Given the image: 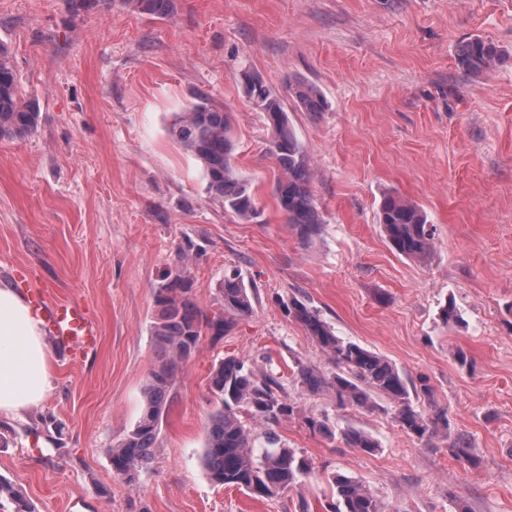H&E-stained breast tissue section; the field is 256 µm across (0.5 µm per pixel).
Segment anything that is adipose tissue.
Here are the masks:
<instances>
[{"instance_id":"1","label":"adipose tissue","mask_w":512,"mask_h":512,"mask_svg":"<svg viewBox=\"0 0 512 512\" xmlns=\"http://www.w3.org/2000/svg\"><path fill=\"white\" fill-rule=\"evenodd\" d=\"M52 354L25 298L0 283V413L21 415L52 390Z\"/></svg>"}]
</instances>
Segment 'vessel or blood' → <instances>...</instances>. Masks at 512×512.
<instances>
[{
  "instance_id": "obj_1",
  "label": "vessel or blood",
  "mask_w": 512,
  "mask_h": 512,
  "mask_svg": "<svg viewBox=\"0 0 512 512\" xmlns=\"http://www.w3.org/2000/svg\"><path fill=\"white\" fill-rule=\"evenodd\" d=\"M41 308L52 336L73 358H80L97 349L100 328L84 305L58 299L42 303Z\"/></svg>"
}]
</instances>
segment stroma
<instances>
[{
  "label": "stroma",
  "mask_w": 512,
  "mask_h": 512,
  "mask_svg": "<svg viewBox=\"0 0 512 512\" xmlns=\"http://www.w3.org/2000/svg\"><path fill=\"white\" fill-rule=\"evenodd\" d=\"M477 36L502 55L469 75L457 51ZM1 46L39 118L25 140L0 141V282L76 299L101 330L80 361L52 346L47 398L0 414V478L35 512H328L337 474L361 481L385 512H512V0H174L165 18L120 0L78 11L70 0H0ZM244 70L283 96L315 167L325 223L312 245L278 211ZM295 79L320 87L325 112L289 97ZM200 92L231 114L236 165L262 211L254 221L225 210L168 133ZM386 193L427 212L426 263L389 246L378 218ZM182 254L208 311L233 268L256 300L227 336H202L159 450L130 486L109 450L144 408L154 292ZM295 297L409 382L427 378L432 393L415 405L445 413L447 434H407L383 397L366 413L339 407L334 390L301 387L297 363L336 367L289 315ZM450 301L461 319L448 324ZM228 355L279 377L302 410L271 430L311 474L273 499L214 484L201 462L210 372ZM310 414L379 447L312 431ZM461 434L474 463L448 452Z\"/></svg>",
  "instance_id": "35a3bbf8"
}]
</instances>
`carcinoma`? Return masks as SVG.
I'll list each match as a JSON object with an SVG mask.
<instances>
[{
    "label": "carcinoma",
    "instance_id": "cac0c4a2",
    "mask_svg": "<svg viewBox=\"0 0 512 512\" xmlns=\"http://www.w3.org/2000/svg\"><path fill=\"white\" fill-rule=\"evenodd\" d=\"M141 13L166 17L172 0H122ZM500 56V50L479 37L462 44L458 66L468 73L486 70ZM244 90L262 114L269 132L267 155L277 171L274 194L281 214L299 241L308 246L320 235L323 215L311 189L314 176L309 155L295 134L281 97L254 73L246 74ZM288 93L305 112L325 111L320 89L303 80L288 84ZM35 107L20 97L17 79L7 51L0 47V140L19 141L37 127ZM170 137L201 163L210 193L224 201V208L239 219L250 221L260 214L258 200L247 180L235 170V143L229 113L200 95L169 127ZM379 221L393 250L406 258L424 261L434 246V228L425 210L386 194L379 204ZM193 281L186 259L169 269L155 294L156 317L151 335L159 351L157 365L146 379L145 405L136 424L110 448L113 474L125 483H137L140 472L154 459L158 449V428L174 398L183 364L198 350L203 332L224 336L236 318L253 309L256 289L245 285L236 272L224 275L219 285L221 311L209 314L192 295ZM288 313L303 326L308 336L335 364L337 372L326 375L320 369L297 364L295 379L314 393L323 388L336 391L340 406L371 411L375 397L383 395L394 404V419L408 433L431 437L448 429L443 414L427 415L416 409L410 391L431 394L425 379L420 387L409 388L398 369L383 356L337 336L320 313L294 298ZM210 389L219 399L206 425L202 457L209 478L216 484L235 487L260 498H273L291 491L310 474L307 464L291 448L277 445L275 435L257 432L250 423L272 425L300 413L296 403L283 395L279 378L258 373L245 361L228 356L211 372ZM307 425L329 437H339L350 448L370 452L377 441L364 430L344 428L333 431L324 421L305 417ZM452 455L473 460L467 439L459 435L449 445ZM336 502L330 512H381L377 499L358 480L336 475L332 479ZM15 504V512H34L11 482L0 478V500Z\"/></svg>",
    "mask_w": 512,
    "mask_h": 512
}]
</instances>
